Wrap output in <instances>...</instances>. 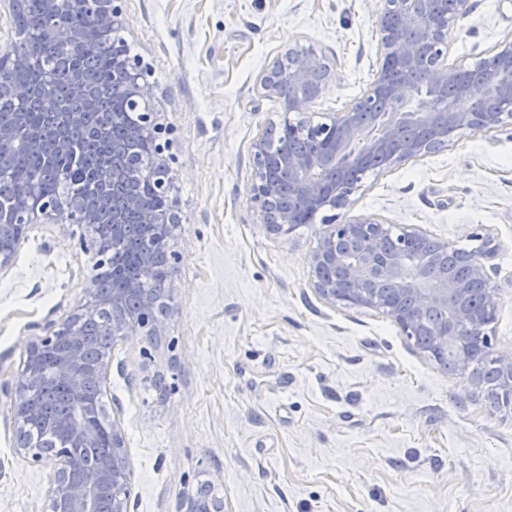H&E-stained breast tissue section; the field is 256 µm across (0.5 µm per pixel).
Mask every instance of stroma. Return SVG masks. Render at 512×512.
Returning <instances> with one entry per match:
<instances>
[{"label": "stroma", "mask_w": 512, "mask_h": 512, "mask_svg": "<svg viewBox=\"0 0 512 512\" xmlns=\"http://www.w3.org/2000/svg\"><path fill=\"white\" fill-rule=\"evenodd\" d=\"M376 0H125L130 55L176 129L178 290L158 336L115 339L101 387L132 470L130 512H176L202 484L229 512H512V409H493L379 309L327 304L310 255L322 221L288 238L251 199L254 142L283 121L260 87L288 46L337 78L303 121L327 122L380 67ZM512 37V0H474L448 30L472 63ZM340 219L411 225L458 248L488 243L500 305L492 351L512 355V126L464 131L364 176ZM75 224L33 225L0 273V512H42L49 468L18 453L13 399L28 344L92 286ZM171 380L159 395L155 379Z\"/></svg>", "instance_id": "1"}]
</instances>
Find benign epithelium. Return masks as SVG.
<instances>
[{
  "label": "benign epithelium",
  "mask_w": 512,
  "mask_h": 512,
  "mask_svg": "<svg viewBox=\"0 0 512 512\" xmlns=\"http://www.w3.org/2000/svg\"><path fill=\"white\" fill-rule=\"evenodd\" d=\"M435 0H377L380 32L377 79L365 93L334 113L328 122L307 135L314 148L277 155L270 143L296 133L292 113L307 112L321 96L336 71L321 50L313 45H292L266 70L261 89L278 99L286 117L280 132L270 131L253 146L254 178L250 188L263 223L277 235H288L297 224L312 221L325 211V230L310 256L313 287L329 304L381 309L392 316L410 336L421 333L423 317L433 311L441 322L430 332L424 350L436 361L451 359L465 372L475 361L484 335V320L494 317L499 307L496 288L484 289V309L472 311L466 298L472 285L489 283L486 262L489 253L463 257L467 276L458 278L437 266L448 253L446 242L432 240L413 226L398 233L394 250L383 247L387 229L374 219L336 222L334 211L346 208L361 186L362 176L373 159L380 166H394L419 159L444 148L462 131L491 130L512 123V39L501 42L487 58L475 65L448 63V28L472 10V0H447L443 13L434 12ZM44 17L75 8L109 36L124 22L122 0H42ZM82 40L81 31L49 23L41 37L0 60L3 69L23 67L35 59ZM113 78L131 103L150 100L153 83L150 71L137 57L112 45ZM432 80L436 95L422 98L416 90V75ZM54 96L40 101L48 116L63 114L71 128L84 126L86 113L61 112ZM134 135L143 140L150 156L160 157L153 172L138 165L119 166L101 159L96 171L103 191L121 189V200L112 207V236L123 237L128 210L137 212L144 230L150 232V247L137 260L144 272L154 269L157 258L172 270L180 256L168 251V242L178 227L171 197L169 160L165 151L174 143L175 129L158 121L147 109L136 113ZM150 180L163 206L154 207L141 193ZM58 217L67 224L94 225L100 222L92 203L79 208L41 194L30 185L23 202L8 215L0 214V272L7 269L26 238L30 225L42 218ZM79 299L74 309L57 325L44 327L32 341L15 387L14 411L18 421L34 423L40 412L33 394L46 370H51L73 413L57 423L60 439L38 448L24 435L18 451L36 464L53 469L54 485L45 512H99L103 487L112 491V512H128L131 474L124 436L118 423L109 418L84 390L89 372L84 357V332L79 323L96 320L103 311L112 312V336H156L163 313L156 311L155 298L133 283L100 294L98 279ZM499 391L512 395V356H499ZM99 444L106 453L95 468L76 480L73 471L82 465L81 449ZM181 512H226V503L191 495L179 506Z\"/></svg>",
  "instance_id": "obj_1"
}]
</instances>
